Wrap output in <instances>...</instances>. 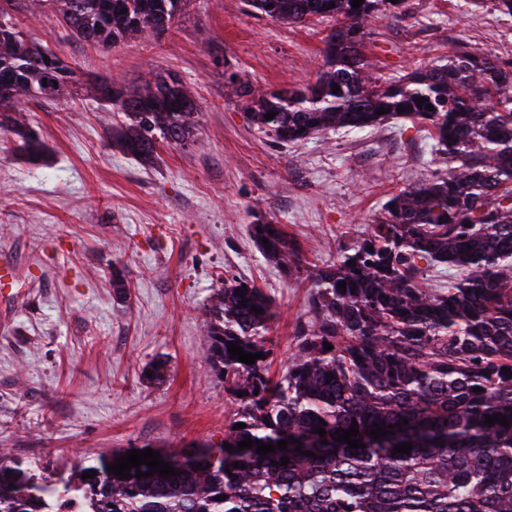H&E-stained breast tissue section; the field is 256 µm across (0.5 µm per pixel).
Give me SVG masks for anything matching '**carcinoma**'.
<instances>
[{
    "mask_svg": "<svg viewBox=\"0 0 512 512\" xmlns=\"http://www.w3.org/2000/svg\"><path fill=\"white\" fill-rule=\"evenodd\" d=\"M36 2L56 8L72 36L109 50L143 35L163 37L191 0ZM352 2L246 0L259 17L333 27L315 80L267 91L232 72L225 93L246 104L259 132L283 144L336 127L418 118L432 128L434 153L456 166L399 190L330 264L305 266L282 224L250 225L267 262L312 286L308 317L296 322L276 376L267 338L276 318L272 299L236 276L214 290L203 322L206 359L232 402L223 444L191 454L178 475L136 478L150 471L146 465L132 468L129 480L107 472L104 461L81 468L96 471L94 478L76 479L0 458V512H64L74 500L87 512H512V377L502 371L512 370V60L460 42L446 64L374 77L364 53L369 28L385 13L404 12L407 0ZM73 77L0 4V130L29 158L39 159L44 143L18 104L54 100ZM88 92L120 112L112 142L143 166L154 165L164 145L194 141L199 107L177 77L130 86L99 75ZM381 109L389 113L376 114ZM422 261L454 268L459 278L433 288ZM229 342L265 358L252 365L232 359ZM326 342L332 350H324ZM498 413L509 426L485 425V416ZM354 423L364 448L332 437ZM378 427L387 433L379 441L369 437ZM247 437L296 443L263 457L255 446L238 449ZM401 443L413 445L410 454H393Z\"/></svg>",
    "mask_w": 512,
    "mask_h": 512,
    "instance_id": "carcinoma-1",
    "label": "carcinoma"
}]
</instances>
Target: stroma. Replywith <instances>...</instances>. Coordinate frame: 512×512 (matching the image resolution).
Segmentation results:
<instances>
[{
  "instance_id": "1",
  "label": "stroma",
  "mask_w": 512,
  "mask_h": 512,
  "mask_svg": "<svg viewBox=\"0 0 512 512\" xmlns=\"http://www.w3.org/2000/svg\"><path fill=\"white\" fill-rule=\"evenodd\" d=\"M78 81L107 74L134 84L176 74L200 107L187 147H162L145 167L112 148L111 106L86 90L22 106L49 148L33 164L0 137V448L46 472L131 450L187 454L221 444L232 403L205 356L202 310L225 276L274 300L272 371L288 358L310 283L266 263L248 234L263 216L283 224L307 261L335 260L401 188L447 173L427 126L398 119L284 145L256 130L224 95L231 71L270 90L306 82L322 62L323 24L288 25L244 0H192L165 39L105 52L69 35L28 0L12 14ZM465 40L512 59V18L469 0H408L406 16L370 28L364 53L387 77L444 61ZM121 277L125 299L112 281ZM167 359L168 379L144 370Z\"/></svg>"
}]
</instances>
